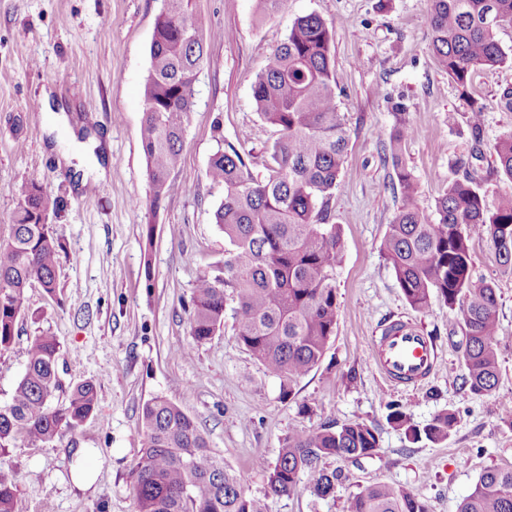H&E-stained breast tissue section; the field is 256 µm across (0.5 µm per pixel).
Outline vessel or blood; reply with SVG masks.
Segmentation results:
<instances>
[{"mask_svg": "<svg viewBox=\"0 0 512 512\" xmlns=\"http://www.w3.org/2000/svg\"><path fill=\"white\" fill-rule=\"evenodd\" d=\"M436 348L416 326L383 328L376 344L374 363L388 381L404 384L419 382L430 374L436 361Z\"/></svg>", "mask_w": 512, "mask_h": 512, "instance_id": "b4317fda", "label": "vessel or blood"}]
</instances>
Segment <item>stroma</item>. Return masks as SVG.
Masks as SVG:
<instances>
[{
  "label": "stroma",
  "instance_id": "obj_1",
  "mask_svg": "<svg viewBox=\"0 0 512 512\" xmlns=\"http://www.w3.org/2000/svg\"><path fill=\"white\" fill-rule=\"evenodd\" d=\"M162 7V0H0V238H8L18 195L34 179L59 201L50 222L63 245L56 294L29 290L15 344L0 353V402L24 371L29 339L42 332L59 341L62 383L91 380L98 390L97 410L82 425L46 445L18 440L0 460V474L16 489V512H134L139 413L157 395L195 419L266 512H345L348 497L380 481L421 494L430 512H456L484 469L512 467V426L499 411L512 399V273L473 237V275L497 288L500 364L496 391L476 396L461 385L459 309L437 297L427 311L411 309L381 256L401 204L384 155L399 100L415 129L400 158L424 212L467 172L489 202L512 195L495 153L512 133V112L499 104L512 86V63L476 72L459 88L433 56L426 0H286L275 12L261 0H194L207 54L174 189L153 214L140 128ZM310 13L333 34L336 106L350 133L328 203L330 223L343 228L344 257L336 334L322 363L285 399L280 379L239 343L232 318L197 343L186 306L198 278L224 260L213 219L224 188L208 179L209 160L224 142L250 158L255 177L266 176V150L278 133L259 117L251 87L294 20ZM50 104L64 109L66 125L54 126ZM73 136L104 146L106 175L90 198L62 157ZM395 320L418 326L437 347L434 371L415 386L389 383L372 361L374 340ZM392 402L420 428L446 409L457 422L441 443H413L388 423ZM354 421L376 429L378 448L358 466L328 460L344 473L333 494L314 495L304 473L291 496L268 495L257 459L274 461L292 431ZM81 467L97 471L86 491L74 483Z\"/></svg>",
  "mask_w": 512,
  "mask_h": 512
}]
</instances>
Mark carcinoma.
I'll list each match as a JSON object with an SVG mask.
<instances>
[{
    "label": "carcinoma",
    "mask_w": 512,
    "mask_h": 512,
    "mask_svg": "<svg viewBox=\"0 0 512 512\" xmlns=\"http://www.w3.org/2000/svg\"><path fill=\"white\" fill-rule=\"evenodd\" d=\"M431 46L437 63L462 87L477 69L506 63L509 53L498 32L512 28V0H428ZM192 0H163L149 51L140 130L151 189L150 212L172 191L184 115L193 110V84L206 56V42L193 25ZM326 23L314 14L296 18L268 65L252 84L256 110L277 128L268 149V176L257 179L232 146L211 156L208 178L224 186L214 211L227 251L216 273L203 274L190 298V336L197 343L224 325L226 302L240 343L268 372L281 378L282 396L317 367L336 333L339 306L336 268L343 259L342 228L326 223V207L347 158L349 131L336 106V81ZM395 104L399 122L390 154L402 204L381 245L383 259L415 311L431 307L433 295L452 307L461 304L464 338L463 383L477 396L492 394L500 366L496 351L498 297L495 285L473 279L470 240L485 236L503 269L512 271V196L488 204L467 174L448 183L435 212L416 203L417 182L399 154L412 127ZM499 169L512 180V134L495 147ZM58 201L39 182L21 190L10 236L0 240V353L13 348L18 317L35 283L48 294L58 288L56 268L62 244L49 224ZM59 342L36 335L25 348L26 367L11 399L0 403V457L19 438L52 442L63 429L88 420L98 404L90 380L63 388L56 371ZM65 399L53 403L56 393ZM387 420L413 442L439 443L450 435L454 412L444 410L422 429L408 424L402 407L389 405ZM141 456L134 470L136 512H264L246 493L245 479L211 448L195 420L160 396L143 403ZM378 446L374 427L349 422L295 431L273 462L262 461L268 493L288 497L299 474L312 477L311 491L335 492L342 471L330 458L354 465ZM15 486L0 476V512H15ZM346 512H429L427 502L389 482L367 486L347 501ZM456 512H512V468L490 467L475 481Z\"/></svg>",
    "instance_id": "obj_1"
}]
</instances>
